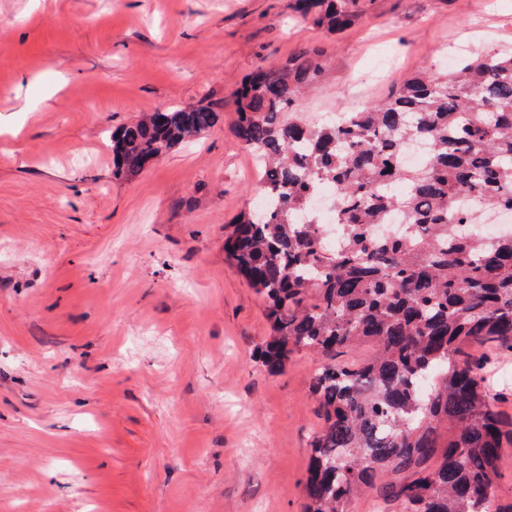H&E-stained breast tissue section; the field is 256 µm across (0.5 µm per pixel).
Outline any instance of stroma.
<instances>
[{
  "label": "stroma",
  "instance_id": "obj_1",
  "mask_svg": "<svg viewBox=\"0 0 512 512\" xmlns=\"http://www.w3.org/2000/svg\"><path fill=\"white\" fill-rule=\"evenodd\" d=\"M0 0V512H303L315 359L269 374L264 303L224 255L260 188L233 132L259 64L325 50L304 111L512 49V0ZM224 120L132 178L113 129ZM297 10L302 17L312 14L314 23L326 26L329 31L344 28L350 23L352 12L350 3L356 0H296Z\"/></svg>",
  "mask_w": 512,
  "mask_h": 512
}]
</instances>
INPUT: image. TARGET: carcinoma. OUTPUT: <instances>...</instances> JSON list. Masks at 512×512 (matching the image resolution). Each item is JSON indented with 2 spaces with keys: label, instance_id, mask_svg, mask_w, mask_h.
<instances>
[{
  "label": "carcinoma",
  "instance_id": "cac0c4a2",
  "mask_svg": "<svg viewBox=\"0 0 512 512\" xmlns=\"http://www.w3.org/2000/svg\"><path fill=\"white\" fill-rule=\"evenodd\" d=\"M354 0H297L329 31ZM318 46L282 66L258 65L236 91L235 135L259 159L266 210L241 213L224 252L266 302L268 373L291 354L322 359L310 390L324 419L311 442L303 512H352L370 494L397 512H484L497 496L505 393L470 342L512 350V230L490 240L460 207L466 196L512 211V50L425 68L384 99L325 124L300 120L324 74ZM223 120L201 103L158 110L109 137L114 174L136 176ZM427 145L419 167L406 141ZM336 188L341 246L326 245L311 212ZM399 219L400 236L376 234ZM376 346L361 362L340 350ZM405 475L379 480L380 475Z\"/></svg>",
  "mask_w": 512,
  "mask_h": 512
}]
</instances>
